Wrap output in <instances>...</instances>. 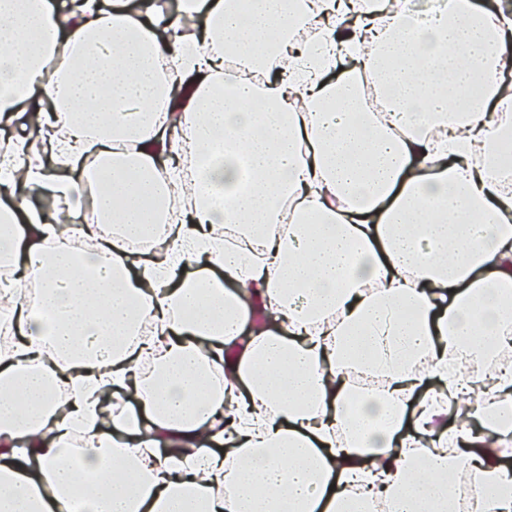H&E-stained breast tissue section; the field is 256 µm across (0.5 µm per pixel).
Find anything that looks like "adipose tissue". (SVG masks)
I'll return each mask as SVG.
<instances>
[{"label":"adipose tissue","instance_id":"adipose-tissue-1","mask_svg":"<svg viewBox=\"0 0 512 512\" xmlns=\"http://www.w3.org/2000/svg\"><path fill=\"white\" fill-rule=\"evenodd\" d=\"M510 45L512 0H0V512H512Z\"/></svg>","mask_w":512,"mask_h":512}]
</instances>
